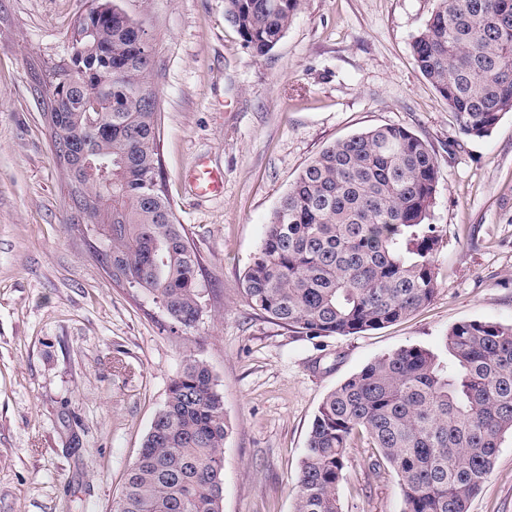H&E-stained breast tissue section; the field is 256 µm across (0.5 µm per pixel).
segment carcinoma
Listing matches in <instances>:
<instances>
[{
  "mask_svg": "<svg viewBox=\"0 0 512 512\" xmlns=\"http://www.w3.org/2000/svg\"><path fill=\"white\" fill-rule=\"evenodd\" d=\"M89 11L65 57L40 74L45 115L70 140L54 146L71 194L98 201L83 155L112 175V203L86 214L103 230L112 281L158 302L183 330L203 323L200 262L160 181L154 45L112 0ZM303 0H224V18L258 56L285 36ZM420 72L461 132L483 137L512 111V0H439L412 44ZM112 69V103L65 78ZM96 135L87 128L96 117ZM439 183L429 145L407 128H369L326 146L282 197L243 278L253 310L313 338L347 336L407 318L435 294L441 239L428 222ZM447 357L407 346L329 392L311 424L294 512H341L346 449L362 432L375 466L397 475L402 512H469L512 434V324L467 321L445 338ZM222 395L189 358L128 467L112 512H222Z\"/></svg>",
  "mask_w": 512,
  "mask_h": 512,
  "instance_id": "carcinoma-1",
  "label": "carcinoma"
}]
</instances>
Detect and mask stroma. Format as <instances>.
<instances>
[{"label":"stroma","instance_id":"35a3bbf8","mask_svg":"<svg viewBox=\"0 0 512 512\" xmlns=\"http://www.w3.org/2000/svg\"><path fill=\"white\" fill-rule=\"evenodd\" d=\"M156 49L161 181L200 257L206 313L173 329L147 294L113 284L79 222L35 71L63 57L91 0H0V512H111L187 358L223 395V512H294L314 415L341 382L404 346L443 352L448 329L512 323V111L464 136L412 51L438 0H304L258 56L224 0H117ZM383 124L435 154L437 290L410 318L310 338L252 310L244 274L302 168ZM207 164L220 194L198 196ZM364 434L346 450L342 512H401L396 474ZM470 512H512V435Z\"/></svg>","mask_w":512,"mask_h":512}]
</instances>
